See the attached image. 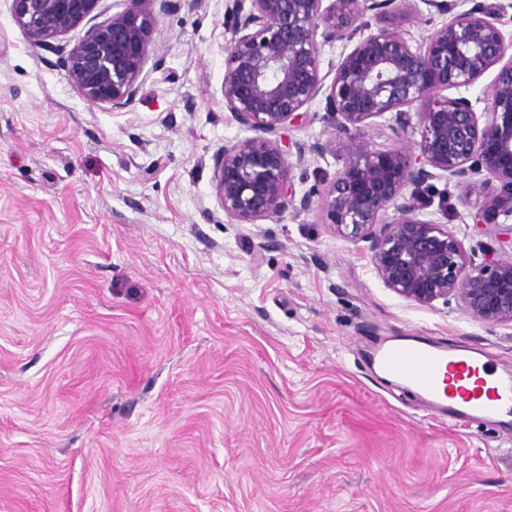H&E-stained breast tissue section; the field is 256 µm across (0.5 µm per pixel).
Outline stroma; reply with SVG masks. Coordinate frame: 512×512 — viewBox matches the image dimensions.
<instances>
[{
  "label": "stroma",
  "mask_w": 512,
  "mask_h": 512,
  "mask_svg": "<svg viewBox=\"0 0 512 512\" xmlns=\"http://www.w3.org/2000/svg\"><path fill=\"white\" fill-rule=\"evenodd\" d=\"M231 0H180L133 101L65 76L79 25L31 47L0 0V512H512V419L422 411L369 368L380 344L480 350L512 328L394 294L319 207L234 224L214 157ZM324 98L280 131L296 196L344 165ZM421 216L466 253L479 200L435 180Z\"/></svg>",
  "instance_id": "35a3bbf8"
}]
</instances>
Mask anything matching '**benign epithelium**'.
<instances>
[{"instance_id": "benign-epithelium-1", "label": "benign epithelium", "mask_w": 512, "mask_h": 512, "mask_svg": "<svg viewBox=\"0 0 512 512\" xmlns=\"http://www.w3.org/2000/svg\"><path fill=\"white\" fill-rule=\"evenodd\" d=\"M99 0H11L14 21L35 48H53ZM127 7L92 26L68 52L66 76L93 105H128L149 57L148 38L178 0H126ZM233 0L225 11L231 34L224 55V107L255 136L224 146L215 163L224 215L239 224L308 209L318 198L339 237L369 243L375 270L399 297L420 305L454 297L473 317L512 327V260L484 250L476 264L443 224L420 218L428 181L462 179L484 202L473 224L512 218V37L501 28L504 5L474 0L412 44L405 25L418 3L447 14L468 0ZM380 26L371 27L366 17ZM343 43L331 82L321 74L320 42ZM486 119L465 97L490 68ZM340 128L396 113L397 136L417 117L420 140L410 148L377 150L354 137L314 151H335L343 169L318 195L295 200L289 151L276 135L302 117L318 96Z\"/></svg>"}]
</instances>
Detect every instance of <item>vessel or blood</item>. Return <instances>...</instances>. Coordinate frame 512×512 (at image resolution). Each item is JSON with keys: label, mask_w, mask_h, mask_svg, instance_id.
I'll return each instance as SVG.
<instances>
[{"label": "vessel or blood", "mask_w": 512, "mask_h": 512, "mask_svg": "<svg viewBox=\"0 0 512 512\" xmlns=\"http://www.w3.org/2000/svg\"><path fill=\"white\" fill-rule=\"evenodd\" d=\"M370 363L414 386L425 406L438 413L490 422L512 415V376L497 375L477 351L393 344L376 349Z\"/></svg>", "instance_id": "b4317fda"}]
</instances>
